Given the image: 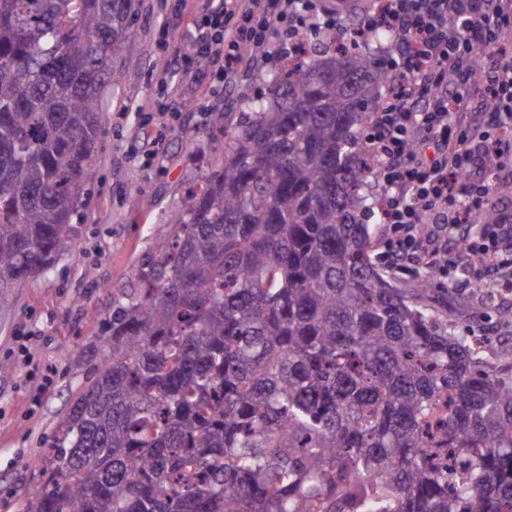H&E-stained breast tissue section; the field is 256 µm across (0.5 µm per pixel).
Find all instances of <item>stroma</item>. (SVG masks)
Wrapping results in <instances>:
<instances>
[{
    "label": "stroma",
    "mask_w": 512,
    "mask_h": 512,
    "mask_svg": "<svg viewBox=\"0 0 512 512\" xmlns=\"http://www.w3.org/2000/svg\"><path fill=\"white\" fill-rule=\"evenodd\" d=\"M210 2L140 0L130 27L132 48L119 63L120 80L101 100L92 176L72 217L77 249L57 257L46 275L23 282L12 303L0 307V512H18L36 489L32 459L54 444L62 415L104 360L100 338L113 294L134 288L129 272L169 236L166 217L182 210L193 185L219 170L221 158L211 144L224 137L222 113L238 111L242 91H265L266 73L280 63L273 37L268 61L242 68L231 89L181 83L183 66L172 62L169 49L194 40L191 21ZM194 100L208 104L209 115L190 109ZM157 101L174 114L167 126H155L162 145L152 157L134 133ZM437 243L457 255L455 287L419 266L392 271L394 284L411 291L429 279L425 299L440 320L468 336L512 341V321L500 316L512 307V292L476 287L469 258L457 253L452 235L440 233ZM20 336L31 339L29 358L18 352ZM48 367L55 377L47 387Z\"/></svg>",
    "instance_id": "stroma-1"
}]
</instances>
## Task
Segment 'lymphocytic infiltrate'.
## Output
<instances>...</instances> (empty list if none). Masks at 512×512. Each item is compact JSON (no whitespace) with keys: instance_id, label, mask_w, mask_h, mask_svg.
Instances as JSON below:
<instances>
[{"instance_id":"1","label":"lymphocytic infiltrate","mask_w":512,"mask_h":512,"mask_svg":"<svg viewBox=\"0 0 512 512\" xmlns=\"http://www.w3.org/2000/svg\"><path fill=\"white\" fill-rule=\"evenodd\" d=\"M322 14L316 0H221L195 19L202 35L187 52L203 70L187 78L226 86L245 59L262 58L269 37L297 52L300 32ZM362 27L398 36L393 91L363 136L392 233L387 262L449 275L453 262L434 244L432 222L458 230L460 248L482 258L475 279L512 269V255L498 248L512 211L470 229L491 195L487 158L512 146V53L502 48L512 38V0H386ZM479 45L489 51L480 63Z\"/></svg>"}]
</instances>
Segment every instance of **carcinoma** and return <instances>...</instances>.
<instances>
[{
    "label": "carcinoma",
    "mask_w": 512,
    "mask_h": 512,
    "mask_svg": "<svg viewBox=\"0 0 512 512\" xmlns=\"http://www.w3.org/2000/svg\"><path fill=\"white\" fill-rule=\"evenodd\" d=\"M139 2L0 0L1 307L76 250ZM384 37L327 35L224 113L221 169L112 295L106 357L19 512H512V368L373 257Z\"/></svg>",
    "instance_id": "1"
}]
</instances>
